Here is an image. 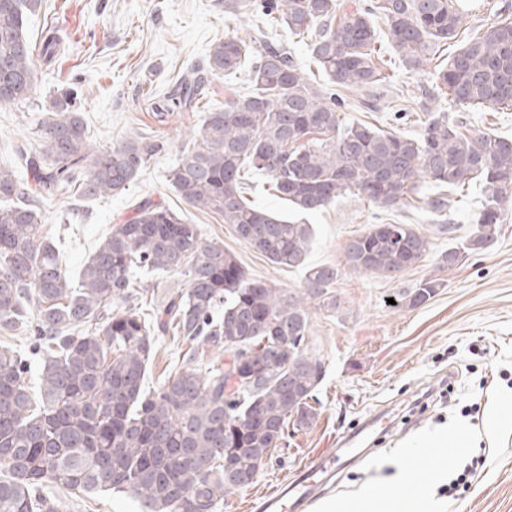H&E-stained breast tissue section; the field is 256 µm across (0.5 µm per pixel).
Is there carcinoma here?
I'll return each instance as SVG.
<instances>
[{"label": "carcinoma", "mask_w": 512, "mask_h": 512, "mask_svg": "<svg viewBox=\"0 0 512 512\" xmlns=\"http://www.w3.org/2000/svg\"><path fill=\"white\" fill-rule=\"evenodd\" d=\"M44 0H0V108L26 103L36 88L35 60L51 63L61 40L38 42L29 16ZM288 32L308 39L330 86L312 82L277 45L231 35L181 78L155 112L159 122L197 111L210 78L248 68L250 90L206 112L179 155L170 181L189 206L219 215L276 266L301 268V287L273 288L249 275L221 241L145 200L114 224L84 263L78 281L63 271L44 233L36 199L77 189L116 196L137 180L163 142L140 135L99 148L85 133L68 90L38 121L36 147L20 158L28 180L0 167V329H23L28 352L50 349L37 387L26 354L0 347V512H58L49 487L77 497L129 494L140 512H218L228 494L256 481L271 452L317 416L320 360L309 355L310 305L333 310V265H310L311 225L251 204L243 174L270 177L298 215L315 214L346 194L382 208L403 204L429 177L439 186H482L473 233L448 248V266L489 247L512 197V138L470 133L445 116L407 136L361 122L343 127L336 89H369L385 76L375 60L376 19L406 67L421 65L461 34L455 0H270ZM434 76L466 111L512 107V7L477 31ZM429 239L409 224H372L346 241L344 267L393 276L419 262ZM139 271L178 272L187 288L146 319L130 305ZM441 283L426 279L397 298L418 307ZM187 344L182 368L145 388L155 336ZM235 352L226 366L199 365V348Z\"/></svg>", "instance_id": "carcinoma-1"}]
</instances>
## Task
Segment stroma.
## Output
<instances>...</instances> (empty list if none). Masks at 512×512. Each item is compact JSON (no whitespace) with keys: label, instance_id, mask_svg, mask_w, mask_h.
<instances>
[{"label":"stroma","instance_id":"obj_1","mask_svg":"<svg viewBox=\"0 0 512 512\" xmlns=\"http://www.w3.org/2000/svg\"><path fill=\"white\" fill-rule=\"evenodd\" d=\"M45 13L27 25L32 40L54 26L62 42L51 66H38L36 103L49 106L57 90L75 94L86 133L108 148L139 133L157 132L165 150L144 168L129 190L117 197L82 199L66 191L43 200L45 226L61 264L77 276L110 227L124 223L149 199L198 225L205 239L222 241L241 257L247 271L277 288H297L302 269L280 268L238 240L230 225L212 213L187 205L169 181L197 112L172 113L158 123L152 103L165 95L213 43L249 33L286 47L316 83L324 76L305 43L266 17L263 0H46ZM386 83L370 91L344 92L343 124L366 122L387 131L417 136L428 114L462 121L472 133L512 137V110L467 112L436 88L433 69H406L387 40L378 44ZM35 108L0 110V165L14 166L18 146L31 142ZM450 198L442 215L428 204ZM482 206L478 185L460 195L423 178L417 193L400 208H377L354 195L309 215L315 230L310 263L332 264L343 272L333 287L337 305L310 308L308 349L325 371L316 418L307 428L289 430L250 487L227 495L219 512H249L261 494L292 478L310 459L334 452L339 437L367 418L392 409L389 428L365 457L345 466L327 499L355 498L373 481L395 480L404 457L420 458L427 498L443 512H512V425L494 424L489 405L512 411V201L492 245L454 267L441 255L454 238L465 237ZM456 226L455 235L437 223ZM412 224L423 231L430 249L422 260L392 278L358 273L343 266L347 239L372 224ZM426 278L442 282L438 293L417 308H395L390 300ZM469 425L471 447L460 449L453 464L439 462L434 448H415L426 430ZM59 512H139L125 494L91 499L62 496Z\"/></svg>","mask_w":512,"mask_h":512}]
</instances>
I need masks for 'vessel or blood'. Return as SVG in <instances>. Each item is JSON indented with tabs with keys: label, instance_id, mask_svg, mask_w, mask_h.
Segmentation results:
<instances>
[{
	"label": "vessel or blood",
	"instance_id": "vessel-or-blood-1",
	"mask_svg": "<svg viewBox=\"0 0 512 512\" xmlns=\"http://www.w3.org/2000/svg\"><path fill=\"white\" fill-rule=\"evenodd\" d=\"M341 470L330 455L301 467L297 477L283 482L277 494L265 501L266 512H308L326 486L337 482Z\"/></svg>",
	"mask_w": 512,
	"mask_h": 512
}]
</instances>
